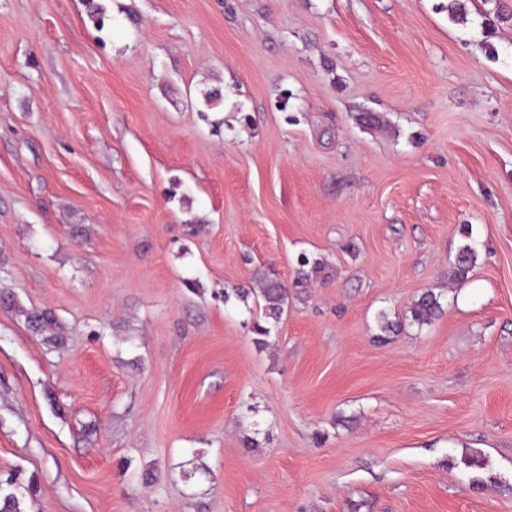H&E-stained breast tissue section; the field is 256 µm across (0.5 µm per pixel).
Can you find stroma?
I'll return each mask as SVG.
<instances>
[{
    "label": "stroma",
    "mask_w": 512,
    "mask_h": 512,
    "mask_svg": "<svg viewBox=\"0 0 512 512\" xmlns=\"http://www.w3.org/2000/svg\"><path fill=\"white\" fill-rule=\"evenodd\" d=\"M97 2L0 0V493L512 512V0ZM289 288L277 278H263L259 296L264 302L263 309L267 318L279 319L288 307ZM441 297V294H436L433 290L424 291L411 304L407 311L408 314L401 320H391L386 312L380 313L378 325L380 334L377 335V338L385 341L390 336L398 335L403 331L406 320L410 325H416L418 328L430 325L442 311Z\"/></svg>",
    "instance_id": "obj_1"
}]
</instances>
